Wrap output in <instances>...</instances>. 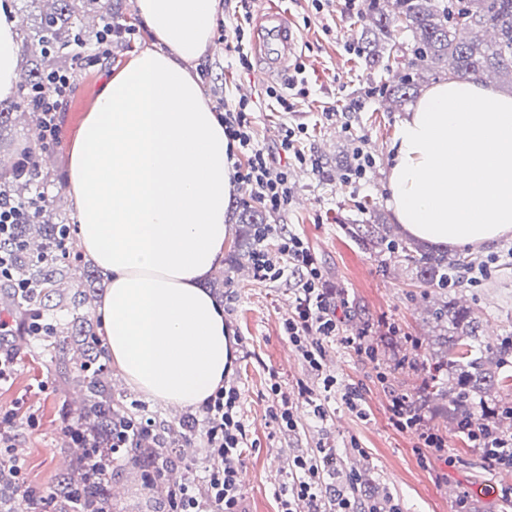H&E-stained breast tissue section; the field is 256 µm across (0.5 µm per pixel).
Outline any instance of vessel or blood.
<instances>
[{
	"mask_svg": "<svg viewBox=\"0 0 512 512\" xmlns=\"http://www.w3.org/2000/svg\"><path fill=\"white\" fill-rule=\"evenodd\" d=\"M256 50L264 65L261 78L272 77L285 70L299 48V36L280 7L272 6L263 11L256 28Z\"/></svg>",
	"mask_w": 512,
	"mask_h": 512,
	"instance_id": "vessel-or-blood-1",
	"label": "vessel or blood"
}]
</instances>
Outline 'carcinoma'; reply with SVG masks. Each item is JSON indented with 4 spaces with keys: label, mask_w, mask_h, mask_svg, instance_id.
Here are the masks:
<instances>
[{
    "label": "carcinoma",
    "mask_w": 512,
    "mask_h": 512,
    "mask_svg": "<svg viewBox=\"0 0 512 512\" xmlns=\"http://www.w3.org/2000/svg\"><path fill=\"white\" fill-rule=\"evenodd\" d=\"M18 12L21 52L30 57V68L20 82L17 100L0 105V148L17 135L13 113L36 114L33 87L42 75L78 67L81 49L86 47L82 36L86 20L94 18L100 28L110 23L115 34L121 33L126 20L122 0H21ZM365 19L359 52L371 70L389 67L392 56L399 53L397 30L412 36L411 57L390 84L378 89L380 97L396 108L417 97L421 82L443 74L460 80L480 75L512 84V0H366ZM46 176L32 158L25 162L16 159L9 165L0 159V190L13 196H31ZM239 223L244 229L237 247L253 259L263 247V231L273 234L272 226L267 224L265 211L253 205L241 208ZM346 232L371 254L387 253L398 259L417 287L431 288L442 296L431 309L438 350L411 358L412 365L428 374V383L411 401V410L419 413L443 396L440 410L446 413L453 431L474 426L497 437L512 435L504 427V420H512L508 397L499 401L493 415L478 403L509 387L512 375L503 374L502 368L512 362V335L483 341L481 317L471 307L446 298L448 292L466 287L465 275L474 260L392 236L376 217L348 224ZM67 233H71L69 218L57 212L50 200L27 222L17 225L15 235L21 248L16 253L14 279L30 281L35 293L25 301L4 289L0 299L21 315L34 308L44 310L48 302L52 309L65 313L66 322L49 323L35 340L50 356L63 384L82 393L83 404L75 410L77 429L97 442L104 455L96 458L98 473H93L87 465L92 449L80 442L70 471L60 476L49 496L57 512H114V504L102 490L114 470L129 466L166 475L172 471V457L185 455L183 445L189 443L196 425L181 420L177 427L138 438L130 432L124 438L126 447H112L135 413L112 392L98 326L88 307L87 292L96 287L98 278L82 264L75 242L61 246ZM445 376L450 381L449 391L444 390ZM19 493L10 474L0 477V512H7Z\"/></svg>",
    "instance_id": "cac0c4a2"
}]
</instances>
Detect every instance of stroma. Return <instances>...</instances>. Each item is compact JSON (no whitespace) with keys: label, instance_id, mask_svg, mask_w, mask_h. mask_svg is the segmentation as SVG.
Returning <instances> with one entry per match:
<instances>
[{"label":"stroma","instance_id":"1","mask_svg":"<svg viewBox=\"0 0 512 512\" xmlns=\"http://www.w3.org/2000/svg\"><path fill=\"white\" fill-rule=\"evenodd\" d=\"M297 30L301 45L297 56L303 64L311 96L295 111L284 112L255 83L249 71H239L235 54L205 51L200 64L205 74L201 88L205 99L222 86L228 98L248 95L254 104V131L260 146L276 147L287 127L304 125L308 134L301 143L306 153L319 161L318 170L300 168L292 176L293 200L269 221L297 234L322 271L323 285L344 300L340 311L343 330L355 334L370 329L375 342H389L397 332L398 354L432 353L433 321L423 289L412 286L410 273L395 260L380 262L360 249L345 232V226L368 217L371 210H386L388 148L406 115L373 95L372 87L387 79L386 73L367 69L357 43L364 24L360 14L342 11L338 0H329L316 11L312 0H278ZM124 13L135 37L113 38L107 52L90 47L91 58L77 71L75 88L60 107L62 137L51 146L47 170L50 181L44 194L55 208L73 214L67 191L69 154L80 126L95 105L103 83L141 50L153 46L154 38L137 17L135 0H124ZM363 97L360 109H350L353 98ZM336 107L333 118L324 111ZM361 148L375 160L360 185L336 179V160L353 148ZM236 245L228 240L225 257L203 287L224 307V321L235 340L227 383L241 394V412L248 433V446L241 461L244 471L242 498L245 512H277L274 495L288 480V460L311 452L319 443L335 444L336 478L356 475L365 482L367 498L381 503L384 512H458L457 500L468 495L477 512H512L504 499L512 488V470L490 466L472 448L466 437L449 430L438 414H431L430 427L441 434L448 448L447 460L420 461L417 440L391 423L392 394L415 395L427 381L426 374L394 371L387 362L357 356L340 341H324V375L336 378L337 398L328 407L326 421L304 415L297 430H279L271 417L270 385L279 382L284 392L297 395L308 390L321 393L323 377L310 372L300 356L284 361L290 344L282 324L294 306V277L260 282L251 275L248 259L232 263ZM474 259L489 265L490 273L479 285L458 293L457 298L479 311L485 325L499 335L512 334V238L495 247L474 252ZM6 345L16 359L13 382L0 387V411L12 412L10 429L25 464L24 490L41 497V512H56L48 493L71 455L59 439L71 421L68 413L74 390L61 389L54 367L42 346L24 336H11ZM112 387L137 413L156 425H174L180 413L128 387L120 374H113ZM355 391L357 409L341 399L345 390ZM37 426H29V417ZM107 489L117 512H167L166 490L146 488L138 470L122 468Z\"/></svg>","mask_w":512,"mask_h":512}]
</instances>
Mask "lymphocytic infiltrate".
I'll return each instance as SVG.
<instances>
[{
  "mask_svg": "<svg viewBox=\"0 0 512 512\" xmlns=\"http://www.w3.org/2000/svg\"><path fill=\"white\" fill-rule=\"evenodd\" d=\"M220 7L226 16L225 44L236 53L241 69H251V60L244 51L249 0H222ZM74 77L71 71L51 70L41 78L37 92L38 118L44 145L55 144L59 139L58 109L61 100L68 96ZM215 110L224 126L237 181L249 200L266 210L283 209L291 196L292 170L318 165L315 157L298 147L306 133L305 127L287 128L279 147L270 150L260 147L255 139L250 100L242 97L231 101L219 95L215 98ZM44 199L41 192L24 202L0 198V283H13L15 295L24 298L29 297L32 290L29 282L13 280L14 253L19 246L15 227ZM278 251L285 257V264L260 257L257 278L275 281L288 271L297 276L295 310L285 319L283 329L309 369L321 371L323 340L342 336L340 304L335 295L324 288L322 273L300 237L279 233ZM390 412L393 426L416 436L421 454L444 452L443 437L427 428L420 416L410 412L406 395L393 396ZM202 422L213 464L206 467L201 483L189 482L172 490V512H242L240 449L247 440V431L240 414L238 389L218 387L203 407ZM335 460V448L326 443L319 444L309 454L295 456L288 464V482L277 492L281 512H302L306 506L312 507L314 512H381L376 504L360 501L354 489L333 487L329 478Z\"/></svg>",
  "mask_w": 512,
  "mask_h": 512,
  "instance_id": "f902f5d3",
  "label": "lymphocytic infiltrate"
}]
</instances>
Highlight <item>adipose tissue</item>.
Segmentation results:
<instances>
[{"instance_id": "1", "label": "adipose tissue", "mask_w": 512, "mask_h": 512, "mask_svg": "<svg viewBox=\"0 0 512 512\" xmlns=\"http://www.w3.org/2000/svg\"><path fill=\"white\" fill-rule=\"evenodd\" d=\"M157 41L100 89L70 152L81 247L110 276L99 308L127 385L199 408L234 358L224 308L200 283L230 236L237 184L224 126L188 70L211 0H136ZM17 18L0 0V100L18 90ZM388 204L414 237L479 249L512 237V95L477 77L429 88L389 147Z\"/></svg>"}]
</instances>
